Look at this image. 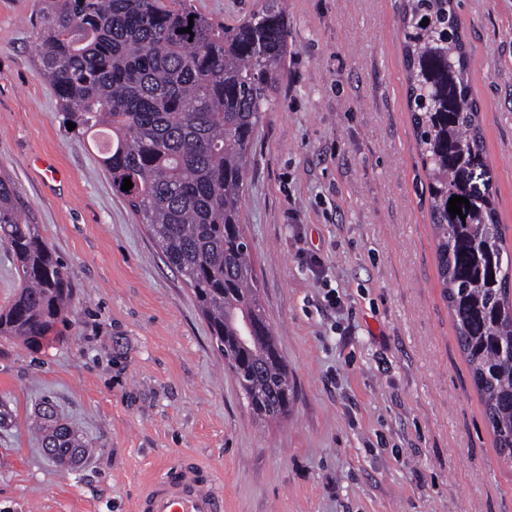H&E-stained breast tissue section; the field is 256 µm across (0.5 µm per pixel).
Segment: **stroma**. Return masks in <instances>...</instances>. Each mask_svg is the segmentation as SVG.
<instances>
[{"mask_svg": "<svg viewBox=\"0 0 512 512\" xmlns=\"http://www.w3.org/2000/svg\"><path fill=\"white\" fill-rule=\"evenodd\" d=\"M187 3L233 24L263 0ZM401 6L285 0L288 56L242 203L296 390L290 413L263 423L95 142L63 127L36 51L41 0H0V174L72 288L39 349L0 339V512H134L152 476L186 458L223 479L224 512H512V468L442 293ZM460 14L512 245V0H461ZM46 399L86 446L72 468L43 451Z\"/></svg>", "mask_w": 512, "mask_h": 512, "instance_id": "35a3bbf8", "label": "stroma"}]
</instances>
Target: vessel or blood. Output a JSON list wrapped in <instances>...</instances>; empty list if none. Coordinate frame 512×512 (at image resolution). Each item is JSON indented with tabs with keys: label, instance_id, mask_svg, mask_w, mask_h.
<instances>
[{
	"label": "vessel or blood",
	"instance_id": "obj_1",
	"mask_svg": "<svg viewBox=\"0 0 512 512\" xmlns=\"http://www.w3.org/2000/svg\"><path fill=\"white\" fill-rule=\"evenodd\" d=\"M137 512H224V485L192 461L164 467L141 495Z\"/></svg>",
	"mask_w": 512,
	"mask_h": 512
}]
</instances>
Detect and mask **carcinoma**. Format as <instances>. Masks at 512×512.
Instances as JSON below:
<instances>
[{"label":"carcinoma","mask_w":512,"mask_h":512,"mask_svg":"<svg viewBox=\"0 0 512 512\" xmlns=\"http://www.w3.org/2000/svg\"><path fill=\"white\" fill-rule=\"evenodd\" d=\"M38 61L63 121L105 132L101 165L168 265L191 288L220 353L241 374L259 421L288 414L294 389L254 285L242 227L251 146L288 55L281 0L219 25L186 0H43ZM459 0H405L407 103L427 171L439 275L459 348L512 465V254L492 189L466 193L488 170ZM429 19L426 26L420 25ZM191 27V32L180 29ZM129 178L133 187L122 190ZM469 200L451 216L452 196ZM0 243L20 288L0 309V338L38 348L68 312L65 268L0 177ZM43 447L59 465L84 453L54 405L40 411Z\"/></svg>","instance_id":"1"}]
</instances>
